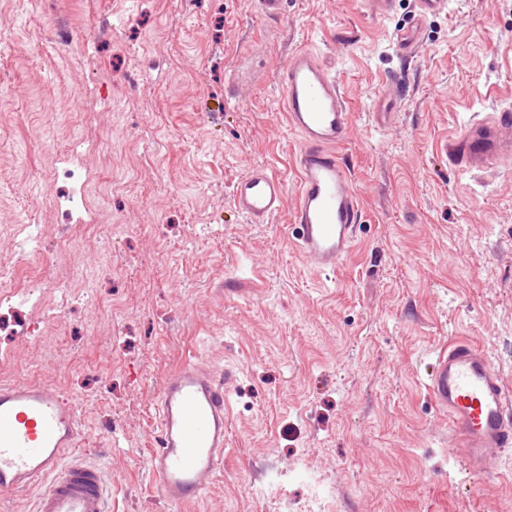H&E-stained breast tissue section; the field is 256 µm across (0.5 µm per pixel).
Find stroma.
Instances as JSON below:
<instances>
[{"instance_id":"stroma-1","label":"stroma","mask_w":512,"mask_h":512,"mask_svg":"<svg viewBox=\"0 0 512 512\" xmlns=\"http://www.w3.org/2000/svg\"><path fill=\"white\" fill-rule=\"evenodd\" d=\"M414 23L413 0L384 18L288 0L275 21L248 0H0V265L18 270L0 292L32 327L0 331V384L69 400L112 512H174L147 459L154 399L186 361L232 383L224 471L185 512H512V455L465 471L426 389L463 337L512 390V164L440 156L512 105V0H448L404 62L394 36ZM302 48L353 114L339 152L362 217L326 273L285 231L298 137L277 74ZM64 166L83 192L69 229ZM257 166L289 185L269 224L231 202Z\"/></svg>"}]
</instances>
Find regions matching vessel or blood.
I'll use <instances>...</instances> for the list:
<instances>
[{
	"mask_svg": "<svg viewBox=\"0 0 512 512\" xmlns=\"http://www.w3.org/2000/svg\"><path fill=\"white\" fill-rule=\"evenodd\" d=\"M416 25L400 33L395 51L416 57ZM288 126L300 137L295 158L298 198L290 226L299 257L330 272L349 256L361 203L339 149L348 138L350 108L335 76L311 50L294 53L278 73ZM452 166L481 171L512 160V111L470 123L446 146ZM286 181L252 168L233 191L235 211L250 224L280 213ZM230 377L185 362L164 380L155 401L156 446L148 459L160 499L182 512L201 500L224 469V401ZM427 389L448 420L452 446L466 469L482 473L512 453V393L488 354L465 339L449 343L434 362ZM81 430L72 407L32 381L0 386V495L44 487L36 512H109L107 481L97 465L72 455Z\"/></svg>",
	"mask_w": 512,
	"mask_h": 512,
	"instance_id": "b4317fda",
	"label": "vessel or blood"
}]
</instances>
